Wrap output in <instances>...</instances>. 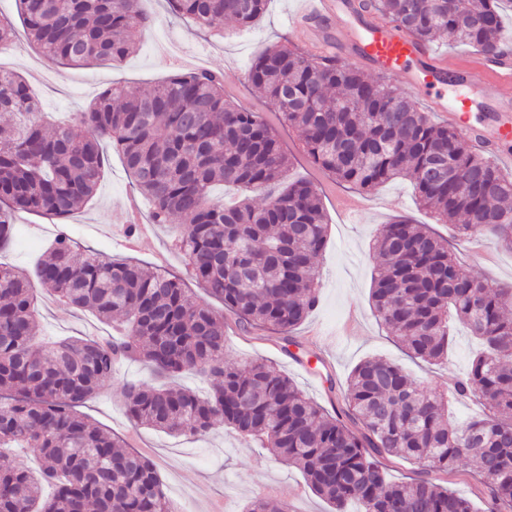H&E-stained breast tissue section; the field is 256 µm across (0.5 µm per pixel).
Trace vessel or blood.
I'll use <instances>...</instances> for the list:
<instances>
[{"label": "vessel or blood", "mask_w": 512, "mask_h": 512, "mask_svg": "<svg viewBox=\"0 0 512 512\" xmlns=\"http://www.w3.org/2000/svg\"><path fill=\"white\" fill-rule=\"evenodd\" d=\"M292 26L319 32L325 53L353 57L378 74H399L464 138L493 149L512 143V103L495 95L500 86L512 85L511 48L497 58L438 57L394 25L355 13L347 0H305ZM479 110L485 118L473 122Z\"/></svg>", "instance_id": "vessel-or-blood-1"}]
</instances>
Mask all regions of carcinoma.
I'll return each instance as SVG.
<instances>
[{"instance_id":"carcinoma-1","label":"carcinoma","mask_w":512,"mask_h":512,"mask_svg":"<svg viewBox=\"0 0 512 512\" xmlns=\"http://www.w3.org/2000/svg\"><path fill=\"white\" fill-rule=\"evenodd\" d=\"M141 0H16L28 39L49 59L89 67L121 62L153 24ZM356 9L415 41L445 35L492 55L502 39V0H356ZM200 28L253 25L267 0H167ZM0 17V52L14 43ZM246 79L328 176L371 191L407 177L420 204L456 236L492 234L512 250V176L469 147L396 87L346 62L305 53L285 39L249 66ZM0 250L17 235L19 211L67 219L95 194L103 143L122 157L155 224L175 215L177 249L205 294L243 331L267 329L285 343L319 302L314 260L328 224L318 187L286 181L291 158L262 112L224 93L221 73L175 71L129 94L106 88L76 122L47 125L26 79L0 69ZM247 191L233 204L211 187ZM281 184L258 206L252 191ZM54 240L33 272L0 263V512H175L155 464L80 411L123 361L142 362L151 382L125 385L130 417L170 434L201 435L218 424L300 470L334 512H512V288L464 271L451 242L396 219L375 243L374 313L414 358H448L453 313L480 341L466 376L426 390L398 364H357L333 417L272 362L224 361V315L192 298L181 280L131 258ZM89 311L121 335L40 339L35 286ZM195 372L220 383L202 398L171 381ZM475 398L482 414L456 425L450 403ZM39 455L32 471L14 453ZM417 467L387 477L384 460ZM473 461L478 500L435 482Z\"/></svg>"}]
</instances>
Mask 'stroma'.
<instances>
[{"label": "stroma", "mask_w": 512, "mask_h": 512, "mask_svg": "<svg viewBox=\"0 0 512 512\" xmlns=\"http://www.w3.org/2000/svg\"><path fill=\"white\" fill-rule=\"evenodd\" d=\"M142 7L154 22L142 33L137 50L122 64L65 67L49 60L35 44L23 39L15 47L0 52V68L24 75L40 99L43 117L48 121L76 118L109 86L133 91L157 83L167 77L177 59L194 69L220 71L228 96L240 106L267 113L269 121H276V114L269 112L266 102L250 92L245 74L257 55L284 38L291 18L300 8V0H269L255 26L239 28L228 22L220 34L195 31L192 25L169 13L165 0H142ZM280 135L293 156L290 179L317 180L322 185L329 235L315 261L319 302L295 332L294 338L300 345L297 356L282 351L281 340L255 338L242 333L231 322L227 325L225 358L239 365L261 359L278 364L307 397L331 413L341 405L338 386L344 385L357 363L370 357L397 362L423 387L442 390L453 386L467 372L480 348L467 329L456 325L447 361L429 364L402 350L388 328L376 318L370 301L377 273L373 240L381 224L404 216L450 237L447 225L419 207L410 182L404 179L385 183L363 195L362 209L347 215L336 203L340 186L323 177L303 153L297 132L284 129ZM134 192L120 155L108 152L105 175L95 196L67 224L48 216L17 214V241L11 249L0 253V263L32 269L48 245L65 231L77 240L81 250L133 256L149 266L182 276L190 294L203 299L202 289L186 278L184 262L173 248L182 219L148 225L146 233L130 246L113 236V228L128 221L125 202ZM451 239L467 273L501 286L512 285V252L501 248L492 236ZM35 297L45 336H103L109 331L91 314L56 302L43 289H36ZM300 356L312 361L320 357L329 359L335 367L332 385H324L298 365L296 359ZM147 378L142 364L118 365L111 383L86 403L84 412L102 427L126 438L132 449L155 463L164 491L177 512H214L221 504L227 512H240L241 504L262 495L267 485L278 487V500L288 502L292 512H330L326 500L306 489L298 469L274 460L266 449L245 446L224 426L193 437L131 422L125 412L124 385Z\"/></svg>", "instance_id": "35a3bbf8"}]
</instances>
